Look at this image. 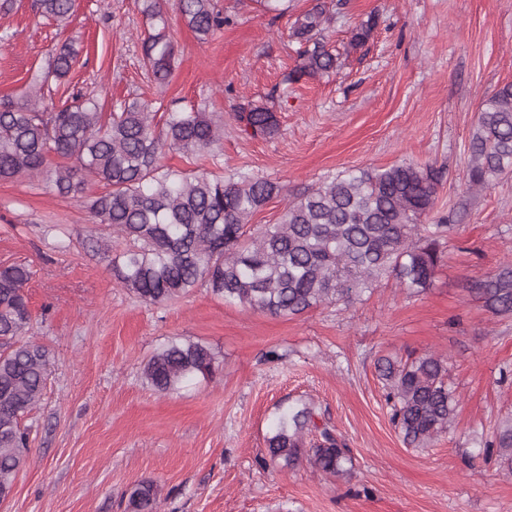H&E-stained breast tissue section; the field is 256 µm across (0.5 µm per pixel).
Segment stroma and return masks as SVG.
Returning a JSON list of instances; mask_svg holds the SVG:
<instances>
[{"mask_svg": "<svg viewBox=\"0 0 512 512\" xmlns=\"http://www.w3.org/2000/svg\"><path fill=\"white\" fill-rule=\"evenodd\" d=\"M216 2L230 22L202 40L165 0L178 60L159 87L141 63L139 0H74L62 23L16 0L0 13V100L24 97L31 72L70 42L76 62L53 103L105 87L109 108H206L224 124L215 169L282 188L255 230L324 177L436 166L444 178L426 221L451 225L442 265L422 293L385 279L298 316L230 305L203 287L148 305L112 273L114 239L100 237L88 208L100 186L63 197L28 178L0 180V266L33 268L28 337L55 360L24 419L28 465L0 512H128L125 493L143 479L158 488L159 512H512V475L478 454L512 417V377H500L512 370V315H494L468 290L512 264V172L477 192L465 185L478 109L512 83V0H346L325 33L339 69L290 85L288 31L312 0H289L280 17L255 0ZM373 12L371 39L350 49L352 29ZM271 94L279 135H241L234 105ZM174 337L208 345L219 371L163 395L141 369ZM430 352L447 360L459 403L447 432L412 448L390 420L376 363ZM299 400L346 442L350 474L263 464L278 406Z\"/></svg>", "mask_w": 512, "mask_h": 512, "instance_id": "obj_1", "label": "stroma"}]
</instances>
